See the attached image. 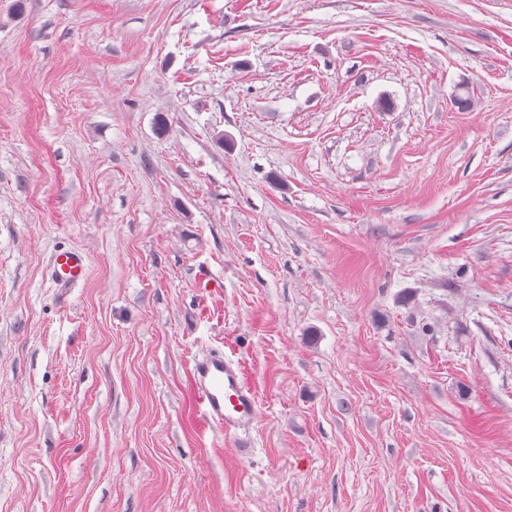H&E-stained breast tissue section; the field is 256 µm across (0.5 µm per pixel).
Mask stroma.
I'll return each mask as SVG.
<instances>
[{
  "label": "stroma",
  "instance_id": "35a3bbf8",
  "mask_svg": "<svg viewBox=\"0 0 512 512\" xmlns=\"http://www.w3.org/2000/svg\"><path fill=\"white\" fill-rule=\"evenodd\" d=\"M0 512H512V0H0ZM51 265L52 276L60 288L76 285L85 277L84 258L77 251L56 252ZM191 379L205 422L236 438V448H251L248 439L238 434L252 426L258 400L241 366L224 353H201L193 359Z\"/></svg>",
  "mask_w": 512,
  "mask_h": 512
}]
</instances>
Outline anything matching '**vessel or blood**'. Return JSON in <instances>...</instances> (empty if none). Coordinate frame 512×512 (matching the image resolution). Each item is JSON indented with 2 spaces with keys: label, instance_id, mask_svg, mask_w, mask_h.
<instances>
[{
  "label": "vessel or blood",
  "instance_id": "b4317fda",
  "mask_svg": "<svg viewBox=\"0 0 512 512\" xmlns=\"http://www.w3.org/2000/svg\"><path fill=\"white\" fill-rule=\"evenodd\" d=\"M52 276L61 287L78 284L85 277L82 254L72 250L56 252ZM191 379L205 422L235 437L237 447H248L249 441L242 433L257 416L258 400L240 365L221 353H201L192 362Z\"/></svg>",
  "mask_w": 512,
  "mask_h": 512
}]
</instances>
